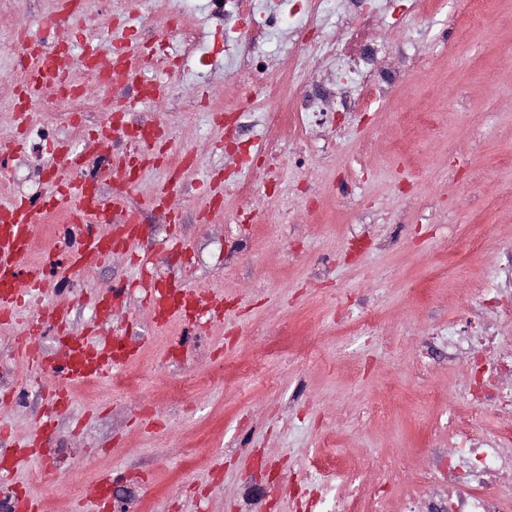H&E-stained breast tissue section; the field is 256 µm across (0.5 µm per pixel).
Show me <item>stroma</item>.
Masks as SVG:
<instances>
[{"mask_svg": "<svg viewBox=\"0 0 512 512\" xmlns=\"http://www.w3.org/2000/svg\"><path fill=\"white\" fill-rule=\"evenodd\" d=\"M56 0H0V141L17 124V87L27 55L18 31L55 11ZM80 37L96 36L101 56L114 48L162 42L182 57L176 69L149 63L161 96L142 105L138 86L108 87L79 119L33 111L17 152H0V205L48 193L62 161L51 141L82 152L89 129L106 125L114 100L133 102L124 124L157 122L167 156L146 162L127 197L139 213L135 251L155 275L220 296L223 316L159 320L142 300L144 270L122 250L93 268L70 272L61 239L64 217L38 216L28 262L43 268L47 292L0 324V461L39 432L51 390L62 384L55 329L36 338L49 361L28 372L14 339L57 305L70 329H97L123 340L128 355L111 376L72 388L73 402L43 451L0 475V512L15 494L41 498L46 512H97L94 489L115 473L105 512H336L344 483L307 470L334 456L345 476L363 474L378 512H427L429 502L382 487L381 467L395 459L414 476L432 464L430 449L448 445L449 424L467 425L458 387L466 361L448 363L419 337L456 326L466 303L483 299L500 258L512 256V0H390L378 20L389 48L380 68L407 79L370 94L360 111L328 114L297 149L280 125L272 173L245 150L265 143L279 105L265 111L236 80L240 47L257 43L270 76L284 57L279 21L249 26L221 0H83ZM204 28L188 49L185 36ZM192 163L173 167V155ZM175 185L178 225L149 202ZM222 202L200 215L208 189ZM134 251V252H135ZM115 284L130 297L112 316L98 300ZM377 311L374 338L353 333L363 312ZM317 359L294 358L307 341ZM277 384L249 370L253 356ZM223 366L224 379L181 395L180 377Z\"/></svg>", "mask_w": 512, "mask_h": 512, "instance_id": "stroma-1", "label": "stroma"}]
</instances>
